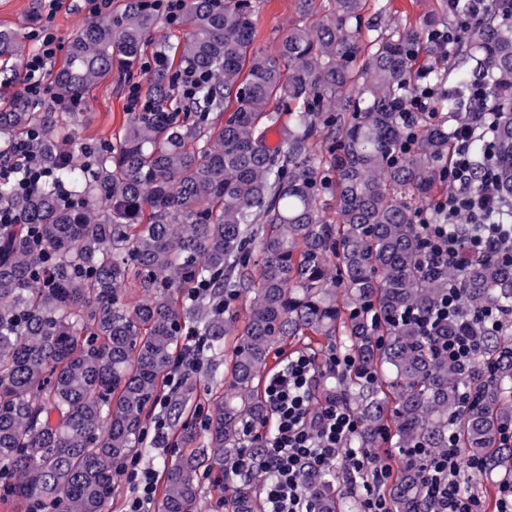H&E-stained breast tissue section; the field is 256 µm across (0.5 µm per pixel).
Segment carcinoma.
I'll return each instance as SVG.
<instances>
[{
    "instance_id": "cac0c4a2",
    "label": "carcinoma",
    "mask_w": 512,
    "mask_h": 512,
    "mask_svg": "<svg viewBox=\"0 0 512 512\" xmlns=\"http://www.w3.org/2000/svg\"><path fill=\"white\" fill-rule=\"evenodd\" d=\"M368 0H297L299 21L278 54L254 48L255 0H186L185 33L138 84L141 106L118 137L84 144L73 121L88 85L141 64L162 14L144 0L87 22L53 74L58 106L17 93L0 106V167L27 146L46 171L34 192L23 174L0 180V501L25 512H105L116 469L148 440L144 423L185 350L186 325L224 358V384L200 414L189 396L169 401V444L181 455L162 475L161 512H207L200 468L217 485L241 453L245 428L268 409L260 379L272 347L313 336L353 365L319 392L359 415L353 448L383 436L407 457L386 491L393 512H429L425 458L448 448L512 472V319L474 327L470 362L448 361L411 309L429 311L462 288L468 308L512 314V262L477 261L439 274L421 265L417 214L443 188L448 121L467 122L471 83H483L497 119L495 174L512 198V15L492 7L443 51L430 37L461 10L438 0L420 24L364 26ZM19 36L0 30V57ZM195 93L179 102L178 74ZM440 87L439 117L408 153L400 105ZM288 110L285 145L267 132ZM235 109L227 111L229 103ZM212 112L224 122L210 126ZM260 261H251L253 253ZM141 290L133 305L122 288ZM203 292L194 295L193 289ZM253 295L231 350L232 301ZM309 486L318 512H355L354 495ZM261 478L245 476L226 512H264Z\"/></svg>"
}]
</instances>
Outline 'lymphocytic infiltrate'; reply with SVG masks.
Segmentation results:
<instances>
[{"label": "lymphocytic infiltrate", "instance_id": "obj_1", "mask_svg": "<svg viewBox=\"0 0 512 512\" xmlns=\"http://www.w3.org/2000/svg\"><path fill=\"white\" fill-rule=\"evenodd\" d=\"M58 49L55 34L43 29L37 51L27 64L24 93L42 101L50 95L46 65ZM436 95V90L426 88L404 105L408 132L399 144L400 151L415 147L421 118L437 119L433 108ZM468 109L477 118L454 128L450 159L441 170L448 192L433 205L443 221L433 224L426 212L418 214L423 234L422 264L430 273L475 259L512 261V227L489 224L483 225L482 232L474 230L475 224H482V218L503 203L493 174L499 156L485 141L497 114L487 105L482 83H474ZM478 168L484 174L477 179L473 173ZM347 362V356L335 353L321 362L315 354L298 352L268 379L263 397L272 423L261 451L242 452L233 464L235 471H255L262 476L265 512H315L304 480L335 470L351 479L357 512H391L384 489L396 479V467L374 449L349 447V439L361 426L359 416L336 400L320 401L315 396L319 368L333 371ZM423 472L425 496L434 505V512H486L483 498L470 486L473 478L486 474L485 461L463 454L452 442L447 452L427 460ZM118 477L131 489L125 512H150L157 493L155 471L137 456L119 468Z\"/></svg>", "mask_w": 512, "mask_h": 512}]
</instances>
